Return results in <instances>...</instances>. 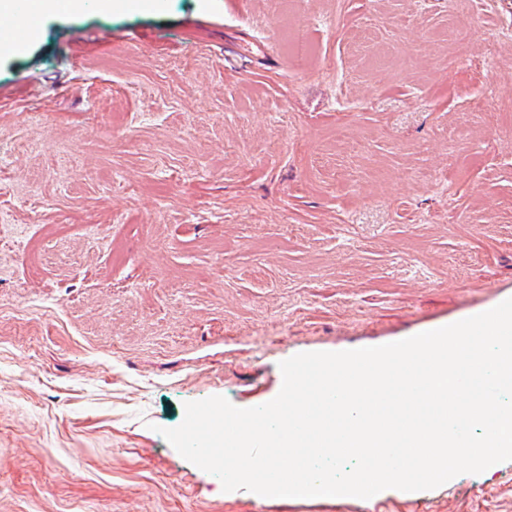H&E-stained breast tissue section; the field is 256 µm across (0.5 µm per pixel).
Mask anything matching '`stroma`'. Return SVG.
I'll list each match as a JSON object with an SVG mask.
<instances>
[{
  "label": "stroma",
  "mask_w": 512,
  "mask_h": 512,
  "mask_svg": "<svg viewBox=\"0 0 512 512\" xmlns=\"http://www.w3.org/2000/svg\"><path fill=\"white\" fill-rule=\"evenodd\" d=\"M511 106L512 0L46 15L0 55V512H512V461L258 498L161 434L512 298Z\"/></svg>",
  "instance_id": "35a3bbf8"
}]
</instances>
